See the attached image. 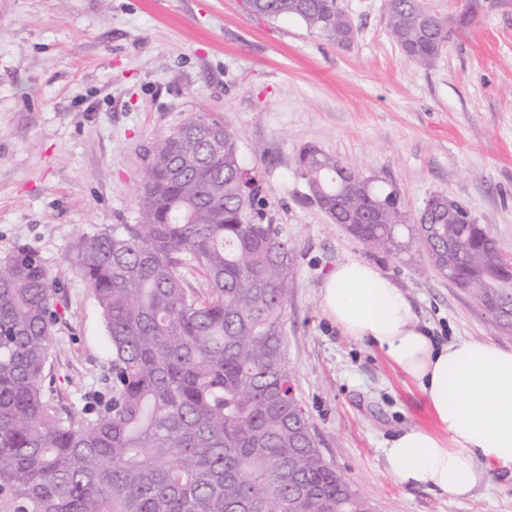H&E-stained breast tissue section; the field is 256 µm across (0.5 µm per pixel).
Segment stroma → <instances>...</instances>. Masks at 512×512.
<instances>
[{"instance_id": "stroma-1", "label": "stroma", "mask_w": 512, "mask_h": 512, "mask_svg": "<svg viewBox=\"0 0 512 512\" xmlns=\"http://www.w3.org/2000/svg\"><path fill=\"white\" fill-rule=\"evenodd\" d=\"M357 30L339 45L242 0H0V257L29 246L64 284L43 387L82 419L106 393L112 353L93 291L71 267L77 238L133 224L141 149L190 114L218 115L267 191L294 250L284 325L295 394L336 472L375 512H512V474L448 500L397 483L382 450L436 430L417 384L320 306L325 277L356 258L391 276L437 342L512 349L468 293L426 259L369 252L308 199L306 145L395 186L411 213L432 194L464 203L512 261V0H478L431 67L409 63L384 0H340Z\"/></svg>"}]
</instances>
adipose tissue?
Wrapping results in <instances>:
<instances>
[{
  "label": "adipose tissue",
  "instance_id": "adipose-tissue-1",
  "mask_svg": "<svg viewBox=\"0 0 512 512\" xmlns=\"http://www.w3.org/2000/svg\"><path fill=\"white\" fill-rule=\"evenodd\" d=\"M320 304L347 336L376 343L433 409L437 431L404 429L383 450L399 484L457 500L487 472H512V350L463 338L435 342L401 288L361 259L325 278Z\"/></svg>",
  "mask_w": 512,
  "mask_h": 512
}]
</instances>
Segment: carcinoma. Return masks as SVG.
Wrapping results in <instances>:
<instances>
[{"label": "carcinoma", "instance_id": "cac0c4a2", "mask_svg": "<svg viewBox=\"0 0 512 512\" xmlns=\"http://www.w3.org/2000/svg\"><path fill=\"white\" fill-rule=\"evenodd\" d=\"M337 44L356 30L338 0H245ZM392 40L430 67L451 38L426 0H394ZM308 198L366 248H417L448 274V244L474 303L512 307V263L475 221L412 215L396 187L304 147ZM138 222L82 235L71 263L92 289L112 350L109 399L63 417L43 389L61 282L19 247L0 258V494L15 512H373L318 448L290 376L284 323L293 249L265 221L261 182L241 165L235 132L211 113L143 151ZM362 211L370 224L353 223ZM202 273L187 286L184 269Z\"/></svg>", "mask_w": 512, "mask_h": 512}]
</instances>
